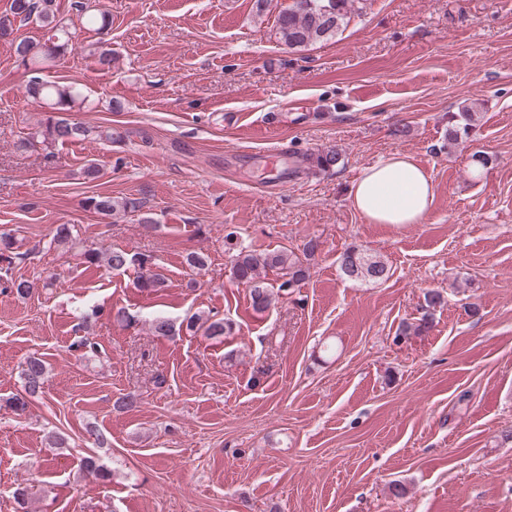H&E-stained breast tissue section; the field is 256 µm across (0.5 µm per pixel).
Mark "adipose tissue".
Returning a JSON list of instances; mask_svg holds the SVG:
<instances>
[{
	"label": "adipose tissue",
	"instance_id": "ef3b65f1",
	"mask_svg": "<svg viewBox=\"0 0 512 512\" xmlns=\"http://www.w3.org/2000/svg\"><path fill=\"white\" fill-rule=\"evenodd\" d=\"M433 196L429 176L402 153L363 168L349 190L353 207L372 224L423 223Z\"/></svg>",
	"mask_w": 512,
	"mask_h": 512
}]
</instances>
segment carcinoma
Returning <instances> with one entry per match:
<instances>
[{"instance_id": "obj_1", "label": "carcinoma", "mask_w": 512, "mask_h": 512, "mask_svg": "<svg viewBox=\"0 0 512 512\" xmlns=\"http://www.w3.org/2000/svg\"><path fill=\"white\" fill-rule=\"evenodd\" d=\"M55 0H10L6 14L0 16V37L7 38L14 31L15 22H35L48 29L50 36L44 40L21 39L14 43L17 62L34 74L25 85V94L45 112V118L37 122L22 139V148L38 144L49 149L47 156L55 157L54 149L93 135L105 143H115L124 139L112 127L90 128L70 118V113L80 112L92 105L83 89L75 83L45 80L38 76L54 61L65 55L71 48L69 31L62 27V20L56 16ZM85 19V24L99 31L110 25L109 12L104 8H90L80 2L75 3ZM349 0H293L277 16V30L280 40L290 49H299L336 35L344 24L348 14ZM480 106H465L454 114L455 124L448 129V140L458 142L461 135L468 134L479 120ZM341 154L337 151L310 153L303 157L304 169L324 171L339 163ZM85 210L100 215L116 223L129 216H139L142 224L151 225L154 220L144 212L146 202L134 194L112 196L110 194H93L82 202ZM320 243L311 238L303 246V256L286 249L264 253L241 250L236 254L233 266L235 280L248 288L254 310L263 312L272 302V293L260 278L264 268L282 271L283 281L279 290L288 292L302 282L307 275L308 266L304 261L315 257ZM82 264L86 267H105L112 271L137 270V287L143 292H158L166 286V277L158 270L152 258L144 253L131 252L122 248H111L103 252L85 251L81 254ZM339 268L349 279L369 284H376L388 278L386 264L363 249L349 247L338 258ZM442 301V294L435 290L425 293V311L419 322L413 326V332L421 333L428 329L429 310ZM190 331H203L212 338L231 333L232 323L212 316L195 313L186 321ZM24 395L15 396L11 407L23 412L28 406V399L42 393L48 378L47 367L38 357L29 358L21 372ZM80 470L83 477L105 483L111 473L97 465L92 457L81 461Z\"/></svg>"}]
</instances>
